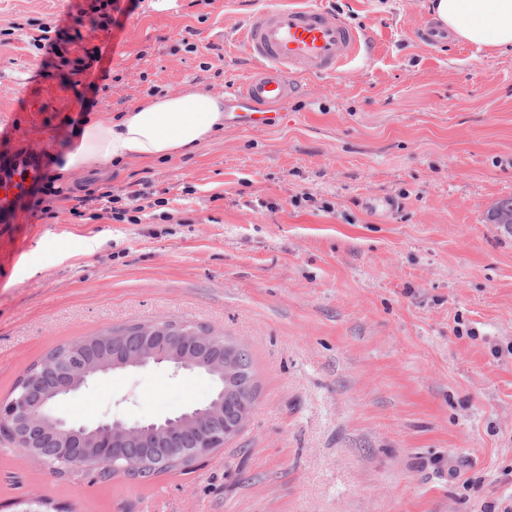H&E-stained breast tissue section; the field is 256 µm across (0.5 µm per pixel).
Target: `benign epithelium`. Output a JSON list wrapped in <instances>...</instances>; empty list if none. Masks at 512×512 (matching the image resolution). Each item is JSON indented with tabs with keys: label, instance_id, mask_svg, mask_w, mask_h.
<instances>
[{
	"label": "benign epithelium",
	"instance_id": "benign-epithelium-1",
	"mask_svg": "<svg viewBox=\"0 0 512 512\" xmlns=\"http://www.w3.org/2000/svg\"><path fill=\"white\" fill-rule=\"evenodd\" d=\"M171 363L176 370L204 372L218 390V397L197 407L184 419L166 418L150 423L123 420L102 421L92 426H75L57 412L68 395L78 391L100 372ZM53 387L44 388V377L33 371L18 385L15 396L0 402V437L21 449L33 461L45 463L42 440L57 439L55 458L79 470L80 462L94 455L107 466L110 477H127L137 462L114 447L127 439L144 448H160L157 460L172 458L207 459L243 428L247 415L241 413L234 425L224 426V372H233V358L224 354V337L207 329L183 327L168 334L167 320L159 319L145 328L139 343L128 346L110 336L70 343V355L53 361Z\"/></svg>",
	"mask_w": 512,
	"mask_h": 512
}]
</instances>
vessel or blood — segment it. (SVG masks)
Instances as JSON below:
<instances>
[{"instance_id": "vessel-or-blood-1", "label": "vessel or blood", "mask_w": 512, "mask_h": 512, "mask_svg": "<svg viewBox=\"0 0 512 512\" xmlns=\"http://www.w3.org/2000/svg\"><path fill=\"white\" fill-rule=\"evenodd\" d=\"M245 54L257 64L254 74L229 86L228 97L239 110L238 127H271L280 107L294 97L298 77L331 75L360 51V36L341 16L317 0H294L258 10L245 24L240 40ZM43 154L15 147L0 158V225L13 226L14 214L46 177Z\"/></svg>"}]
</instances>
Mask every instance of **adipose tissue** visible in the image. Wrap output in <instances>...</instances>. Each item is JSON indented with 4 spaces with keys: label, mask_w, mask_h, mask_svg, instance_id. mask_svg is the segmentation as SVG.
<instances>
[{
    "label": "adipose tissue",
    "mask_w": 512,
    "mask_h": 512,
    "mask_svg": "<svg viewBox=\"0 0 512 512\" xmlns=\"http://www.w3.org/2000/svg\"><path fill=\"white\" fill-rule=\"evenodd\" d=\"M436 25L484 47H512V0H429ZM224 128V99L207 92L157 96L117 119H90L59 160L62 175L114 161L152 162L192 151Z\"/></svg>",
    "instance_id": "ef3b65f1"
}]
</instances>
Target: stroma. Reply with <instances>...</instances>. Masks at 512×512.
I'll return each mask as SVG.
<instances>
[{
	"label": "stroma",
	"instance_id": "obj_1",
	"mask_svg": "<svg viewBox=\"0 0 512 512\" xmlns=\"http://www.w3.org/2000/svg\"><path fill=\"white\" fill-rule=\"evenodd\" d=\"M270 0H0V155L47 179L0 234V399L53 348L132 321L204 325L251 354L242 432L189 471L60 477L0 441V512H512V50L416 35L426 0H322L361 36L272 128L61 179L78 123L223 94ZM49 35L57 52L40 48ZM195 51H187V43ZM145 193L141 221L98 200ZM207 375H100L75 424L173 415Z\"/></svg>",
	"mask_w": 512,
	"mask_h": 512
}]
</instances>
